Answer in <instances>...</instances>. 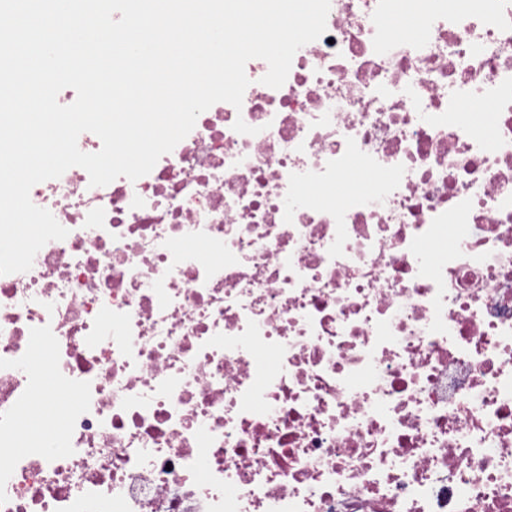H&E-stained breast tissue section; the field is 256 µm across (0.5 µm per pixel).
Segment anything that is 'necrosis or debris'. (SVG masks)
Here are the masks:
<instances>
[{"instance_id": "obj_1", "label": "necrosis or debris", "mask_w": 512, "mask_h": 512, "mask_svg": "<svg viewBox=\"0 0 512 512\" xmlns=\"http://www.w3.org/2000/svg\"><path fill=\"white\" fill-rule=\"evenodd\" d=\"M456 2L331 0L148 175L32 188L0 512H512V0Z\"/></svg>"}]
</instances>
